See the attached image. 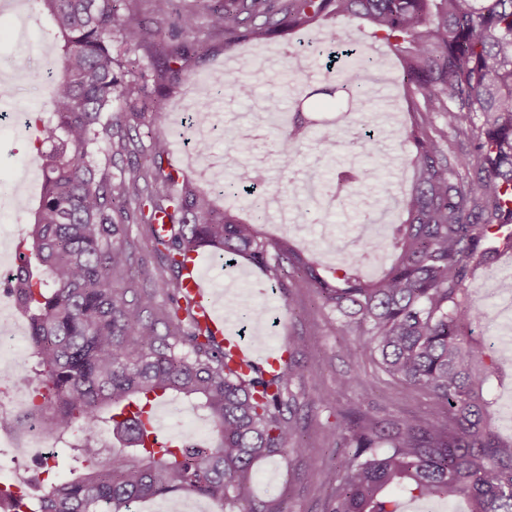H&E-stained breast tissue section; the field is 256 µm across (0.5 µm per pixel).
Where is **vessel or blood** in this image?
<instances>
[{
    "mask_svg": "<svg viewBox=\"0 0 512 512\" xmlns=\"http://www.w3.org/2000/svg\"><path fill=\"white\" fill-rule=\"evenodd\" d=\"M183 286L195 302L197 320L210 330L215 343L229 355V364L232 368L246 373L279 368L281 360L286 356L284 349H270L261 354L257 353L254 346L246 342L238 332L233 331L223 314L215 309L212 290L203 273L198 254L190 256L184 271Z\"/></svg>",
    "mask_w": 512,
    "mask_h": 512,
    "instance_id": "1",
    "label": "vessel or blood"
}]
</instances>
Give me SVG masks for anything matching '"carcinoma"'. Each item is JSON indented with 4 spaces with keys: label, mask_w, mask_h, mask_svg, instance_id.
Returning <instances> with one entry per match:
<instances>
[{
    "label": "carcinoma",
    "mask_w": 512,
    "mask_h": 512,
    "mask_svg": "<svg viewBox=\"0 0 512 512\" xmlns=\"http://www.w3.org/2000/svg\"><path fill=\"white\" fill-rule=\"evenodd\" d=\"M153 4L166 40L143 25ZM60 41L50 117L35 135L42 191L29 210L22 253L10 291L29 324L37 358L32 378H0L32 386L29 415L62 437L82 435L54 455L68 475L38 496L32 512H129L133 502L188 489L214 498L227 512L252 499L258 458L288 457L298 427L287 416L294 353L267 376L228 365L224 351L196 318L182 270L193 252L210 248L225 263L246 257L271 291L312 285L336 325L356 333L362 352L390 377L431 396L439 417H379L371 407L338 413L337 439L352 449L326 512H400L398 498L469 499L470 512H512V440L487 425L488 387L504 376L498 361L468 335L485 317L462 299L478 265L512 246V0H205L211 34L247 57L246 42L314 30V44L343 43L324 22L349 17L370 27L401 60L398 76L421 95L408 137L414 179L407 217L390 235L367 241L340 267H321L302 251L260 231L246 196L249 186L223 184L224 207L201 193L169 162V142L149 136V164L112 176V151L126 132L165 120L168 89L205 51L195 39L196 13L174 0H38ZM123 3L119 13L117 3ZM142 49L148 68L128 56ZM278 152L309 146L310 121L297 110L277 126ZM224 170L251 146L236 139ZM352 143L368 154L374 132L362 124ZM377 177L369 167H338L323 195L355 205ZM145 201L155 251L172 273L147 291L132 282L127 204ZM395 260L380 277L360 268L377 251ZM132 299H126L127 293ZM186 327L161 335L150 315ZM178 399L209 418L215 440L154 446L147 430L152 398ZM112 430L104 458L95 429ZM29 496L0 488V509L21 512Z\"/></svg>",
    "instance_id": "obj_1"
}]
</instances>
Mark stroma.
<instances>
[{
  "mask_svg": "<svg viewBox=\"0 0 512 512\" xmlns=\"http://www.w3.org/2000/svg\"><path fill=\"white\" fill-rule=\"evenodd\" d=\"M178 4L198 11L196 36L205 42L208 52L197 57L186 79L170 90L168 121L158 130L171 142L172 163L185 170L198 186H208L224 169L225 129L255 133L259 139L243 157L245 167L259 166L265 171V181L255 201L260 204L275 197L286 202L296 218L295 227L287 234L289 241L307 247L320 266L342 264L343 254L353 247L351 225H367L372 234L389 233L391 224L403 215L404 198L413 181L414 173L406 159L414 146L404 136L410 127L408 93L396 80L399 61L386 44L355 23H341L340 31L365 47L374 63L362 80L366 97L356 101L341 91L329 97L320 89L326 82L336 80L337 74L327 71L323 58L317 54H309L296 73V81L282 76L284 53L295 47V38L250 42L252 62L246 66L237 50L225 49L222 42L209 38L206 18L201 14L203 0H178ZM57 54V43L47 21L39 15L35 0H0V79L13 86L12 99L0 102V112L9 114L7 120H0V242L11 260L22 240L24 214L18 204L35 201L41 186L33 136L26 122L36 118L50 98L51 87L42 75ZM228 73L251 86V98H237L231 87L222 86ZM303 82L316 91L315 96L304 101L298 98ZM274 92L282 96L285 109L299 104L313 121L335 120L341 140L337 160L370 167L378 157L389 159V167L379 170L359 208L338 202L328 210L309 211L302 202L289 201V191H302L312 180L328 181L331 168L317 148L291 158L276 152V129L259 110L263 99ZM202 100L209 101L210 109L202 113L200 130L182 127L181 113L196 111ZM361 123L370 124L374 130V151L369 155L360 154L351 142L352 129ZM201 137L208 142L209 151L195 163L186 152ZM385 192L391 193L392 198L381 210L375 198ZM127 248L139 272L135 287L157 288L163 273L162 261L151 249L145 225H129ZM206 269L217 293H244L243 305L251 314L248 335L264 336L269 346L287 345L295 338H303L305 345L295 356V388L305 390L307 395H335L331 410L300 400L295 419L303 446L298 452L285 459L254 462L250 502L253 512H326L335 488L332 478L342 474L349 455L348 449L340 446L333 427L336 411L371 405L384 418L401 419L415 414L433 418L432 399L398 384L370 357L362 355L355 334L337 329L335 316L309 285L298 284L286 295L271 292L259 268L244 258L237 259L235 267L230 268L211 254ZM466 298L487 314L484 322L473 326V338L481 341L497 335L499 325L512 322V263L481 268L469 284ZM353 370L360 372L365 387L337 391V376Z\"/></svg>",
  "mask_w": 512,
  "mask_h": 512,
  "instance_id": "1",
  "label": "stroma"
}]
</instances>
